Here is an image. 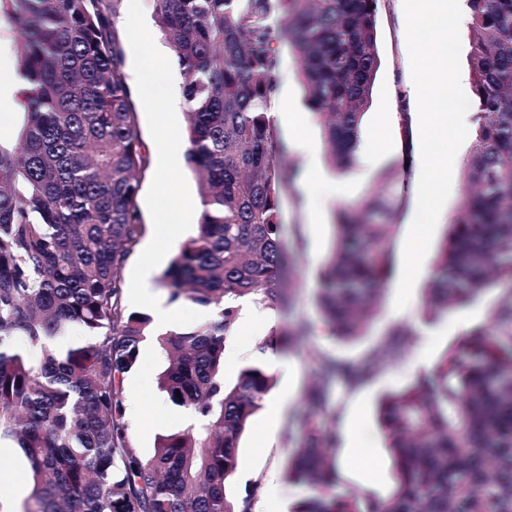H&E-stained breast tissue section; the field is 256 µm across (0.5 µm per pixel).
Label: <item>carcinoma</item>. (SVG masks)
I'll use <instances>...</instances> for the list:
<instances>
[{
    "mask_svg": "<svg viewBox=\"0 0 512 512\" xmlns=\"http://www.w3.org/2000/svg\"><path fill=\"white\" fill-rule=\"evenodd\" d=\"M27 120L0 150V445L16 444L31 491L22 512H252L235 498L240 440L272 385L257 346L236 376L224 351L237 302L294 305L278 285L295 252L278 220L293 166L273 159L268 116L288 34L331 168L352 165L381 57L378 0H155L184 77L185 160L199 183L197 230L161 276L172 302L212 321L157 338L158 386L190 414L143 459L122 400L150 317L123 301V270L144 227L147 159L112 18L120 0H9ZM475 129L458 213L426 288L432 323L501 284L490 319L450 344L429 374L386 393L377 417L396 483L384 500L341 488L344 399L402 359L398 327L350 360L315 354L316 381L289 425L288 478L313 493L292 512H512V0H465ZM339 214L318 277L329 335L363 337L392 267V206ZM74 330L85 341L66 349Z\"/></svg>",
    "mask_w": 512,
    "mask_h": 512,
    "instance_id": "cac0c4a2",
    "label": "carcinoma"
}]
</instances>
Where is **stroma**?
<instances>
[{"label":"stroma","mask_w":512,"mask_h":512,"mask_svg":"<svg viewBox=\"0 0 512 512\" xmlns=\"http://www.w3.org/2000/svg\"><path fill=\"white\" fill-rule=\"evenodd\" d=\"M404 12L401 0H380L378 13V48L381 67L373 87L369 108L362 124V138L378 137L386 155L376 167L355 161L345 174L339 175L341 185L336 195L322 198L317 208H309L303 201L310 190L311 168L327 170L321 124L305 101V91L298 76V59L289 44L281 42L275 70L274 92L286 102L290 114L288 122L273 120L274 137L283 148V158L299 170L294 192L283 193L280 218L283 224L298 225L305 240L304 250L297 256L295 282L296 304L292 310H278L267 304V311L275 315L272 328L261 325L240 328L230 345L240 355L251 354L256 345L271 337L272 333L294 330L297 333L292 346H281L279 355L287 359V370L271 368L273 377L270 396L276 397L283 415H290L301 401L306 387L313 378L312 351L354 359L376 346L398 325L413 327L417 333L408 357L401 362L387 365L378 376L349 395L340 433V448L336 462L346 488L357 495L376 500L386 499L394 489L393 462L379 426L376 409L382 393L402 388L416 374L432 370L440 354L470 328L484 323L490 316L496 290H489L470 306L453 311L431 325L423 324L421 311L425 300V287L434 260L442 244L448 224L455 218L464 186V161L472 148L471 141H464L453 164L450 196L439 216L430 249L423 261L420 275L414 286L408 306L395 310L394 301L398 278H391L385 285L378 318L364 340L353 345H343L325 337L323 332L303 333L302 328L320 318L316 304L315 268L323 261L333 240V214L348 206L391 190L393 217L391 250L394 261H401L403 245L415 215L417 197L402 191L403 182L418 180L419 175L404 165L405 158L418 155L421 142L414 129V118L407 112L403 93L412 80L406 29L401 22ZM122 57V71L129 86H136L141 76H150L154 92L149 96H132L131 102L137 115L136 131L149 166L141 180L138 194L140 220L145 232L135 252L123 271L124 289L133 293L140 283L142 258L148 247H155L152 264L153 277H160L180 245L195 231L201 211L199 186L187 165H180L173 174V193L164 195L159 189V158L154 143L159 136L157 112L164 98H176L182 93L183 78L176 58L163 42L155 23L153 11L138 12L133 0H121L113 20ZM147 30L158 51L145 55L136 52L129 40V33L136 28ZM398 113L397 123L379 126L381 113ZM305 133L312 140L315 153L296 152L288 138L289 133ZM171 205L185 206V221L181 224H162L158 221L161 209ZM165 359L159 348L140 354L136 368L129 373L123 385V400L131 408L127 416L128 435L133 447L142 456L154 453L160 435L184 428L183 411L174 406L157 385ZM265 419L264 412H257L240 441L239 460L232 485L235 497L253 495L255 512H280L282 504H296L310 495L308 486L293 483L287 478L290 448L284 441V426H277L270 435L269 445H254L255 433Z\"/></svg>","instance_id":"obj_1"}]
</instances>
